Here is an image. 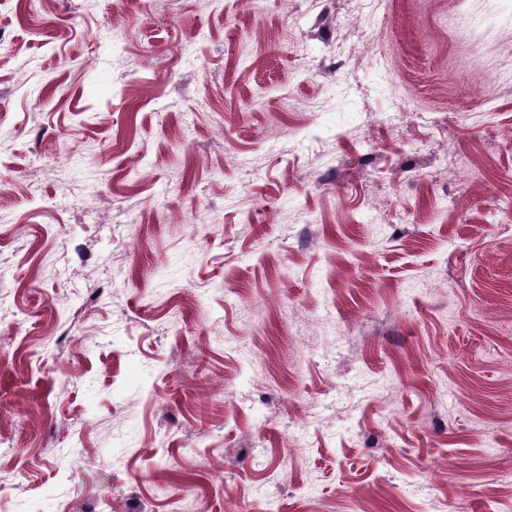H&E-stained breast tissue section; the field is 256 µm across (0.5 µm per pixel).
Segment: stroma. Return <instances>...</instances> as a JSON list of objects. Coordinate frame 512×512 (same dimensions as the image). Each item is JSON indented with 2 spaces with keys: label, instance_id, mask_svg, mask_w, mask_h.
I'll use <instances>...</instances> for the list:
<instances>
[{
  "label": "stroma",
  "instance_id": "stroma-1",
  "mask_svg": "<svg viewBox=\"0 0 512 512\" xmlns=\"http://www.w3.org/2000/svg\"><path fill=\"white\" fill-rule=\"evenodd\" d=\"M0 7V512L512 502V0Z\"/></svg>",
  "mask_w": 512,
  "mask_h": 512
}]
</instances>
